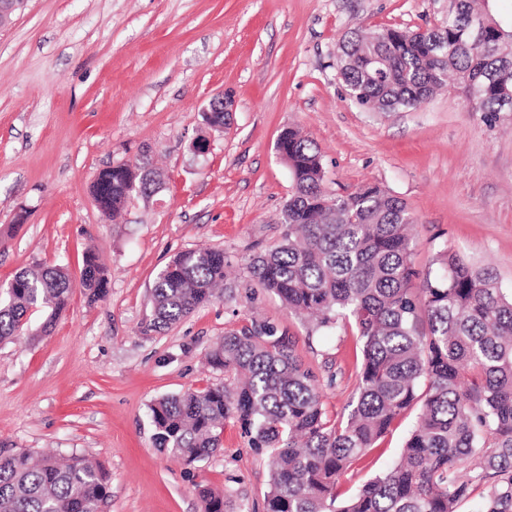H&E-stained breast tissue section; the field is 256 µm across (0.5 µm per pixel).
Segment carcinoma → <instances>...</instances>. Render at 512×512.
<instances>
[{"instance_id":"carcinoma-1","label":"carcinoma","mask_w":512,"mask_h":512,"mask_svg":"<svg viewBox=\"0 0 512 512\" xmlns=\"http://www.w3.org/2000/svg\"><path fill=\"white\" fill-rule=\"evenodd\" d=\"M496 2L457 0L446 22L422 32L343 36L338 71L350 100L373 112L415 110L451 75L474 111L512 112V16H500ZM278 147L293 182L281 240L247 269L314 327L352 328L362 343L356 396L331 418L292 341L254 322L206 355L224 384L150 406L158 446L198 463L218 450L224 424L237 422L266 455L264 512H459L476 495L482 512H512V295L492 272L444 250L442 273L416 297L405 204L376 185L328 193L319 148L296 128L281 131ZM132 177L129 168L99 173L91 193L103 214L124 209ZM230 267L222 249L175 256L153 280L142 331L168 328L211 301ZM81 286L91 302L107 294L93 252ZM72 292L59 266L17 273L0 293V343L28 329L32 310H50L34 332L49 335ZM413 409L418 419L398 459L342 496L340 478ZM198 495L203 512H237L226 492L201 486ZM109 498L107 476L79 456L61 464L0 450V512H102Z\"/></svg>"}]
</instances>
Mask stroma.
<instances>
[{
  "label": "stroma",
  "mask_w": 512,
  "mask_h": 512,
  "mask_svg": "<svg viewBox=\"0 0 512 512\" xmlns=\"http://www.w3.org/2000/svg\"><path fill=\"white\" fill-rule=\"evenodd\" d=\"M450 0H25L0 28V286L36 264L64 266L74 285L50 335L0 344V448L82 456L106 472L104 512H202L198 486L263 512L268 469L237 423L223 446L188 465L154 444L160 397L224 381L204 363L225 332L267 322L292 337L318 377L329 415L356 393L361 344L351 328L314 329L253 282L247 263L281 239L293 191L276 148L300 129L319 146L329 193L376 185L414 217L412 262L436 273L443 250L512 291V112L473 111L458 85L419 109L370 112L346 94L338 43L360 28L440 26ZM231 91L223 128L202 109ZM209 150L197 154V139ZM149 163L160 190L117 218L91 185L116 163ZM24 223H16L17 213ZM224 250L220 297L143 333L156 273L189 249ZM106 268L89 302L83 258ZM416 420L408 412L342 478L386 470Z\"/></svg>",
  "instance_id": "obj_1"
}]
</instances>
